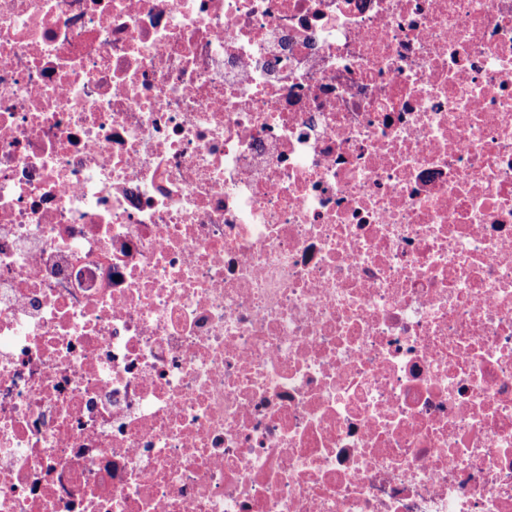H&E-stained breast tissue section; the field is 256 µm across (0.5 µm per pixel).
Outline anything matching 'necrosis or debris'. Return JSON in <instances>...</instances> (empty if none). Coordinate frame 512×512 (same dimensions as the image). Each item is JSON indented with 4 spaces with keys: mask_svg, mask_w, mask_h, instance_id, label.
<instances>
[{
    "mask_svg": "<svg viewBox=\"0 0 512 512\" xmlns=\"http://www.w3.org/2000/svg\"><path fill=\"white\" fill-rule=\"evenodd\" d=\"M0 512H512V0H0Z\"/></svg>",
    "mask_w": 512,
    "mask_h": 512,
    "instance_id": "obj_1",
    "label": "necrosis or debris"
}]
</instances>
